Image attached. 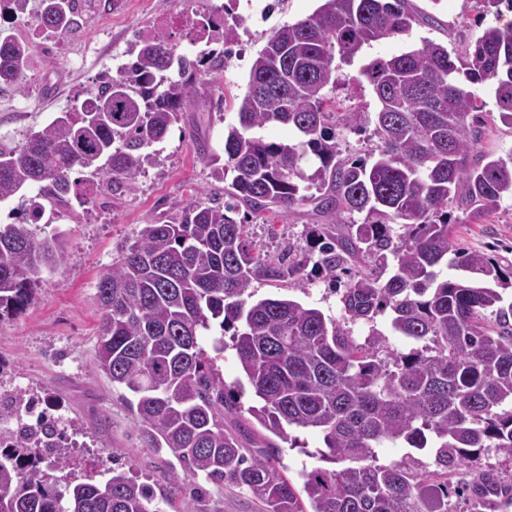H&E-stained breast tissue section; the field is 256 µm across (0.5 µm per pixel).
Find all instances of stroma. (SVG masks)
Masks as SVG:
<instances>
[{
    "label": "stroma",
    "instance_id": "1",
    "mask_svg": "<svg viewBox=\"0 0 512 512\" xmlns=\"http://www.w3.org/2000/svg\"><path fill=\"white\" fill-rule=\"evenodd\" d=\"M412 4L417 12L434 16L435 24L421 23L407 35L376 42L366 49L365 59L399 54L425 38L457 54L495 22L482 0H412ZM319 5L320 0H101L95 12L84 16L76 33L57 38L38 28L40 0H30L28 15L0 22L1 29L37 46L20 87L0 88V138L17 145L23 143L28 129L47 124L63 107L80 104L88 87L115 73L117 65L130 62L138 29L174 18L168 34L183 53L194 56L206 46L196 42L195 30L184 26L183 18L214 16L228 9L239 34L223 70L198 81L199 110L185 113L180 127L154 144L160 163L140 177L136 191L105 206L88 207L73 198L68 206L46 208L40 228L62 234L65 261L43 272L41 285L23 314L0 318V382L21 378L30 395L63 404L69 432L83 443L66 471L68 480L81 481L98 457L115 454L139 481L157 489L167 485L174 457L150 447L119 391L96 367L101 317L94 299L96 284L143 225L167 219L190 201L223 198L224 186L212 179L209 161L202 158L198 145L206 143L210 153L223 155L224 131L237 122V102L247 89L257 52L272 30L308 18ZM321 221L312 206L298 205L285 215L268 213L252 219L251 232L268 252L276 254L290 243L306 246L308 235ZM453 242L512 265V200L503 201L481 223L457 225ZM256 290L261 297L278 294L319 308L332 318L340 316L336 294L316 277L303 293L285 285L260 284ZM255 402L253 391L245 390L240 411L224 414L225 429L239 435L246 452L256 454L266 444L278 443L280 462L292 480L302 468L320 466L319 432L289 428L296 444L288 446L249 414ZM379 458L384 464L415 459L433 484L446 481L461 486L493 469L504 484L512 485V461L494 454L444 476L431 448L419 451L390 444L380 449ZM188 486L204 489L205 512H261L246 490L217 485L201 476L190 479Z\"/></svg>",
    "mask_w": 512,
    "mask_h": 512
}]
</instances>
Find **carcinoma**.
Returning a JSON list of instances; mask_svg holds the SVG:
<instances>
[{"mask_svg": "<svg viewBox=\"0 0 512 512\" xmlns=\"http://www.w3.org/2000/svg\"><path fill=\"white\" fill-rule=\"evenodd\" d=\"M29 2L0 0V17L26 14ZM40 2L37 26L56 36L97 6ZM483 2L495 24L464 53L453 58L424 40L359 68L351 80L372 88V114L337 111L328 96L342 81L337 62L410 33L419 14L409 0H321L313 15L271 32L237 104L238 125L224 136V165L211 170L218 182L232 176L224 204L195 200L144 225L97 283L98 368L131 394L123 400L151 447L169 450L183 474L158 493L114 463L103 483L89 475L63 487L50 475L70 466L69 448L39 452L37 438L54 431L21 432L0 450V512H161L199 474L247 488L262 512H441L448 489L427 495L414 461L382 465L377 449L435 443L445 470L491 453L512 459V302L503 297L512 271L451 240L452 211L466 215L457 223H475L512 198V153L478 151L490 120L512 125V19L499 10L512 12V0ZM137 46L134 61L23 144L0 139V200L39 187L23 220L0 224V317L22 313L41 273L65 259L59 235L38 239L31 229L45 204L135 191L157 164L152 145L196 106L198 80L228 53L191 59L158 28ZM33 54L30 41L0 32V86L19 85ZM487 82L496 117L478 105L476 86ZM370 123L371 152L346 155L343 134ZM268 125L292 128L296 142L253 135ZM304 201L324 217L313 249L271 255L249 237L250 215ZM448 263L473 277L440 279ZM310 264L340 292L341 319L287 297L255 298V282L305 287ZM387 310L392 331L422 348L403 354L387 344L374 325ZM215 319L212 357L200 336ZM357 323L368 326L362 343ZM228 348L261 400L249 413L283 440L292 426L318 431L319 459L333 468L300 471L298 486L278 467L280 449L248 455L224 430V408L243 393L216 365Z\"/></svg>", "mask_w": 512, "mask_h": 512, "instance_id": "obj_1", "label": "carcinoma"}]
</instances>
